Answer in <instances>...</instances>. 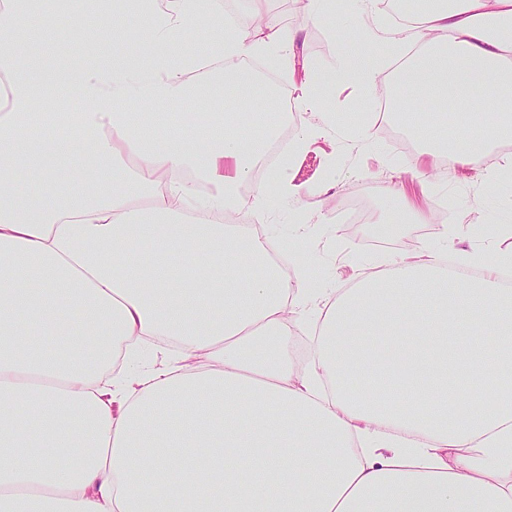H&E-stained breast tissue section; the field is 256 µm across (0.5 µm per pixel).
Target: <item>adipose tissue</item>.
I'll return each mask as SVG.
<instances>
[{
    "mask_svg": "<svg viewBox=\"0 0 512 512\" xmlns=\"http://www.w3.org/2000/svg\"><path fill=\"white\" fill-rule=\"evenodd\" d=\"M358 2L360 47L302 91L328 129L324 87L367 91L418 43L401 84L470 118L425 121L435 155L471 163L512 140V0H439L388 36L376 0ZM27 3L0 9V512H512V252L464 280L424 246L309 309L303 267L268 265L280 245L224 221L270 205L238 187L276 124L210 109L272 110L275 89L251 103L258 78L236 64L291 62L295 36L263 0L257 38L212 0H125L148 56L103 19L62 59L17 43ZM107 39L121 56L86 67ZM189 99L204 134L156 125ZM296 317L313 321L301 359ZM168 341L174 362L139 369Z\"/></svg>",
    "mask_w": 512,
    "mask_h": 512,
    "instance_id": "obj_1",
    "label": "adipose tissue"
}]
</instances>
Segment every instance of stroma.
<instances>
[{
	"label": "stroma",
	"mask_w": 512,
	"mask_h": 512,
	"mask_svg": "<svg viewBox=\"0 0 512 512\" xmlns=\"http://www.w3.org/2000/svg\"><path fill=\"white\" fill-rule=\"evenodd\" d=\"M295 3L267 2L269 11L282 15L288 28L298 34L289 48L293 68H283L267 56L254 57L253 62L276 79L279 91L295 112V126L318 125L321 116L301 107L302 65L314 63L322 72L338 67L343 53L361 41L357 8L354 0H334L331 18L317 22L308 8H296ZM55 11L59 12L56 0H42L39 10L18 27L16 38L27 44L31 54L41 55L49 46L60 57L71 53L84 17L92 13L78 0L60 12L53 26L55 38L48 42L33 38V31L43 26L44 14ZM393 92L389 84L377 85L363 96L352 88L336 87L330 96L336 113L347 118V135L341 139L324 135L294 152L283 184L268 188L276 196L271 209L260 212L245 204L235 213L237 226H259L262 236L285 244V265H303L305 282L316 304H325L333 289L354 287L373 264L412 252L424 242L447 238V256L458 269L467 268L463 258L467 252L483 253L485 261H493L495 252H487V244H494L495 251H512V236L503 233L512 220V180L488 177L489 170L497 165L498 151H491L475 164L455 161L445 167L430 166L418 148L402 153L384 128L377 126L372 112L379 99L390 98ZM365 125L374 126V142L357 134V127ZM425 168L430 169V177L418 181L416 172ZM395 185L405 187L407 198L430 211L431 222L425 229L408 223L403 198L386 194V187ZM367 187L375 191L370 223H343L344 203ZM441 198L447 199L455 215L448 234L435 212Z\"/></svg>",
	"instance_id": "obj_1"
}]
</instances>
